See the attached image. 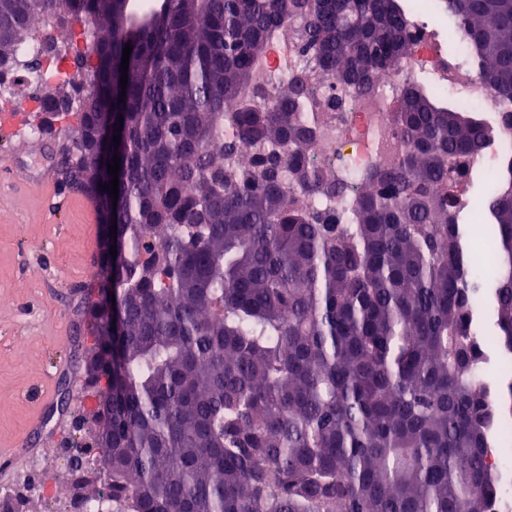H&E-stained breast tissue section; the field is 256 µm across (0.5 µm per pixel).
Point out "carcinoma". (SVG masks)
Returning <instances> with one entry per match:
<instances>
[{"label": "carcinoma", "mask_w": 512, "mask_h": 512, "mask_svg": "<svg viewBox=\"0 0 512 512\" xmlns=\"http://www.w3.org/2000/svg\"><path fill=\"white\" fill-rule=\"evenodd\" d=\"M130 0H0V86L29 63L15 47L35 20L83 27L105 59L75 55L78 145L58 166L116 221L91 300L92 447L63 477L69 505L100 512H493L494 428L512 419L483 379L480 305L512 354V150L486 180L492 218L470 254L455 196L496 136L475 109L422 84L401 89L398 161L358 183L314 158L316 131L295 75L272 94L250 68L300 20L301 51L358 96L410 48L399 0H166L165 19ZM481 69L512 99V0H441ZM72 33L44 34L68 58ZM133 47L126 88L113 86ZM123 117L118 199L101 186L104 116ZM236 129L224 139V126ZM349 200L346 215L298 193ZM493 267L477 274L480 256Z\"/></svg>", "instance_id": "1"}]
</instances>
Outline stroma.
<instances>
[{
  "label": "stroma",
  "mask_w": 512,
  "mask_h": 512,
  "mask_svg": "<svg viewBox=\"0 0 512 512\" xmlns=\"http://www.w3.org/2000/svg\"><path fill=\"white\" fill-rule=\"evenodd\" d=\"M15 88L18 115L0 124V448L24 453L0 490H20L30 512L63 501L75 449L91 445L94 397L78 396L90 343L85 310L103 228L87 198L59 185L55 160L73 144L75 116L47 121ZM47 124L38 140L29 129Z\"/></svg>",
  "instance_id": "stroma-1"
}]
</instances>
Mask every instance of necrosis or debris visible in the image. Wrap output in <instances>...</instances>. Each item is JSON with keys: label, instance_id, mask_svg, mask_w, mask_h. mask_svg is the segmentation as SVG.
<instances>
[{"label": "necrosis or debris", "instance_id": "necrosis-or-debris-1", "mask_svg": "<svg viewBox=\"0 0 512 512\" xmlns=\"http://www.w3.org/2000/svg\"><path fill=\"white\" fill-rule=\"evenodd\" d=\"M406 20L415 39L413 48L395 67L377 74L376 91L370 96L354 99L343 88H331L319 71L309 68L294 40L282 35L271 38L254 61L252 83L274 91L293 74L307 75L317 100L319 162L332 163L340 157L351 174L361 176L390 165L401 151L393 126L397 93L408 84L433 79L437 92L489 110V118L501 134L486 147L478 162L488 174H495L505 147L512 146V103L494 99L478 81L480 63L467 42H459L455 60L444 57L443 38L457 25L452 15L414 5L408 8ZM17 55L38 66L36 74L25 70L19 74L20 79H33L35 98H42L49 86L68 77L66 71L46 63L39 42L20 46ZM331 97L339 99L340 108L328 106Z\"/></svg>", "mask_w": 512, "mask_h": 512}]
</instances>
